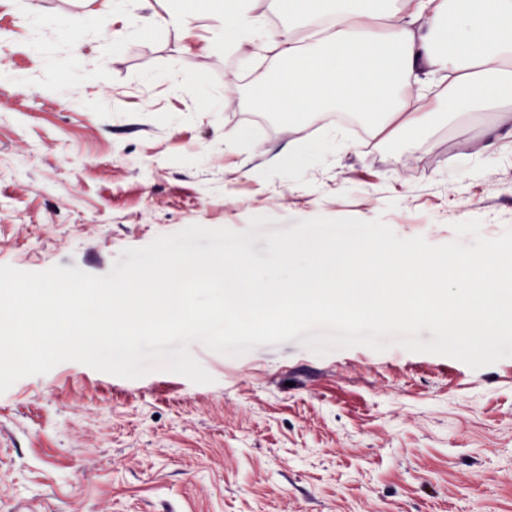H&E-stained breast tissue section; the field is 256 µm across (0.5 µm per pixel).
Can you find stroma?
Instances as JSON below:
<instances>
[{
    "instance_id": "obj_1",
    "label": "stroma",
    "mask_w": 512,
    "mask_h": 512,
    "mask_svg": "<svg viewBox=\"0 0 512 512\" xmlns=\"http://www.w3.org/2000/svg\"><path fill=\"white\" fill-rule=\"evenodd\" d=\"M166 6L191 35L146 5L0 0V265L103 276L124 249L255 216L380 218L432 245L471 219L512 228V159L471 157L491 114L359 151L322 114L294 132L253 110L252 48L193 0ZM293 139L298 170L279 156ZM189 351L212 383L65 361L0 394V512H512V357Z\"/></svg>"
}]
</instances>
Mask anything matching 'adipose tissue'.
Listing matches in <instances>:
<instances>
[{"label":"adipose tissue","mask_w":512,"mask_h":512,"mask_svg":"<svg viewBox=\"0 0 512 512\" xmlns=\"http://www.w3.org/2000/svg\"><path fill=\"white\" fill-rule=\"evenodd\" d=\"M224 43L269 54L257 112L302 129L329 106L361 113L371 139L415 137L495 109L478 156L512 150V0H267L288 27L263 38L249 0H207Z\"/></svg>","instance_id":"adipose-tissue-1"}]
</instances>
